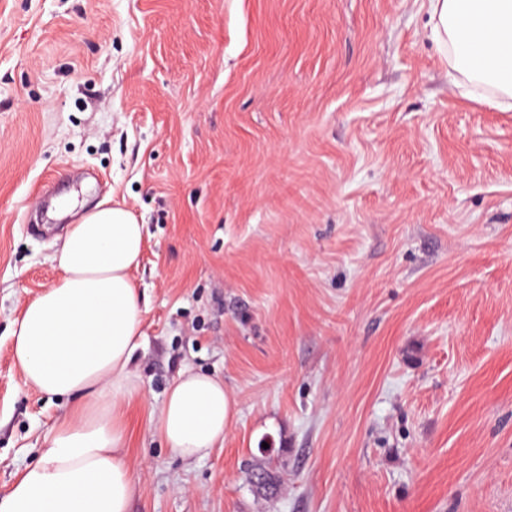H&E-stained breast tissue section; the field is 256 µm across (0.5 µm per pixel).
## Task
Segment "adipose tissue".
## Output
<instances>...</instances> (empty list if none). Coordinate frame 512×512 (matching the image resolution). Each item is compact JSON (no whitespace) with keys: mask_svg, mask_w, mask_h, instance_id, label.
<instances>
[{"mask_svg":"<svg viewBox=\"0 0 512 512\" xmlns=\"http://www.w3.org/2000/svg\"><path fill=\"white\" fill-rule=\"evenodd\" d=\"M432 35L454 68L512 109V0H429ZM53 260L59 277L26 302L9 336L26 388L69 406L35 457L18 469L0 512H129L137 491L127 449L125 404L138 390L130 364L145 312L131 278L143 226L101 201L75 212ZM235 401L223 381L183 369L158 412L156 432L183 460L223 441Z\"/></svg>","mask_w":512,"mask_h":512,"instance_id":"1","label":"adipose tissue"}]
</instances>
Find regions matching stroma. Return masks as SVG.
Masks as SVG:
<instances>
[{"mask_svg": "<svg viewBox=\"0 0 512 512\" xmlns=\"http://www.w3.org/2000/svg\"><path fill=\"white\" fill-rule=\"evenodd\" d=\"M464 91L428 0H0V495L73 194L146 226L130 512H512V110ZM187 367L236 401L192 461ZM234 413V398L223 381L186 368L170 385L155 429L174 456L199 459L224 441ZM249 483L258 494L273 495L279 487V477L272 471L258 467L249 473Z\"/></svg>", "mask_w": 512, "mask_h": 512, "instance_id": "35a3bbf8", "label": "stroma"}]
</instances>
